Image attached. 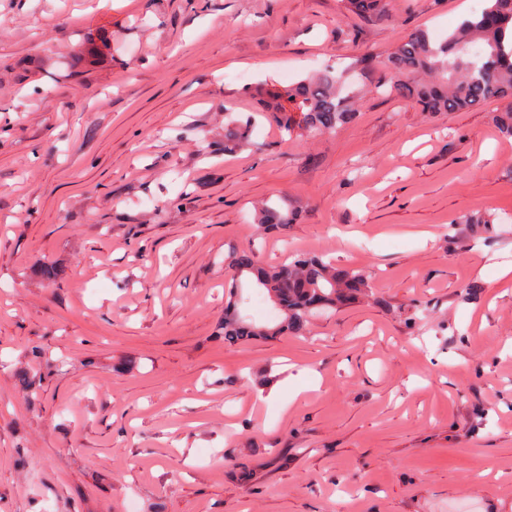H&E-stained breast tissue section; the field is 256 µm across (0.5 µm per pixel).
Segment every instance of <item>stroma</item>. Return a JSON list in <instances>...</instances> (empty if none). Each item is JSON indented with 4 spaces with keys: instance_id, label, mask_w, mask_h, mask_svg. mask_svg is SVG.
Listing matches in <instances>:
<instances>
[{
    "instance_id": "35a3bbf8",
    "label": "stroma",
    "mask_w": 512,
    "mask_h": 512,
    "mask_svg": "<svg viewBox=\"0 0 512 512\" xmlns=\"http://www.w3.org/2000/svg\"><path fill=\"white\" fill-rule=\"evenodd\" d=\"M472 9L0 0V512H512L504 103L384 91L388 54ZM330 67L351 122L263 116ZM230 116L255 117L252 147L225 152ZM265 204L294 223H255ZM247 247L373 287L308 335L230 346Z\"/></svg>"
}]
</instances>
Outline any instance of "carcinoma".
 <instances>
[{
	"instance_id": "1",
	"label": "carcinoma",
	"mask_w": 512,
	"mask_h": 512,
	"mask_svg": "<svg viewBox=\"0 0 512 512\" xmlns=\"http://www.w3.org/2000/svg\"><path fill=\"white\" fill-rule=\"evenodd\" d=\"M349 10L363 18L382 0H347ZM387 67L406 77L388 93L414 100L424 112H460L494 100H512V0H485V6L461 21L448 36L432 40L419 32L393 51ZM283 99L302 114L308 131L332 132L350 122L355 112L349 97L341 95L340 77L331 69L303 80ZM249 144L248 124L233 119L224 127V152ZM294 215L288 209L267 208L259 223L286 225ZM236 278L269 295L280 321L258 323L242 314L238 293L224 309V342L232 345L251 339L290 334L304 336L310 318L352 303L371 289V277L362 270L342 269L318 256L300 255L277 266L260 267L252 249L237 251L231 260Z\"/></svg>"
}]
</instances>
